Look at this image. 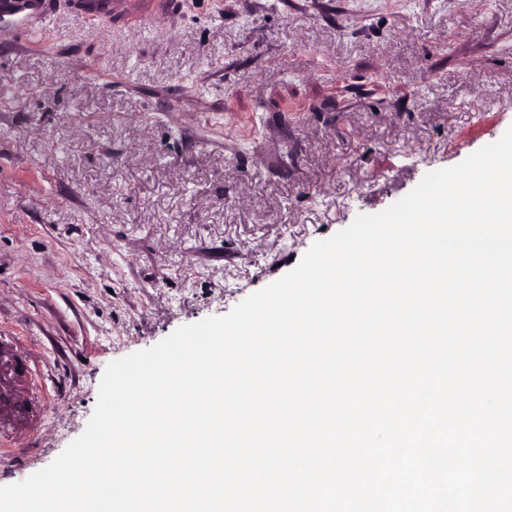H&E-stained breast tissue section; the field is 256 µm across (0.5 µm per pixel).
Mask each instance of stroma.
Wrapping results in <instances>:
<instances>
[{
  "instance_id": "obj_1",
  "label": "stroma",
  "mask_w": 512,
  "mask_h": 512,
  "mask_svg": "<svg viewBox=\"0 0 512 512\" xmlns=\"http://www.w3.org/2000/svg\"><path fill=\"white\" fill-rule=\"evenodd\" d=\"M176 2L0 22V485L81 435L109 363L512 128V0Z\"/></svg>"
}]
</instances>
